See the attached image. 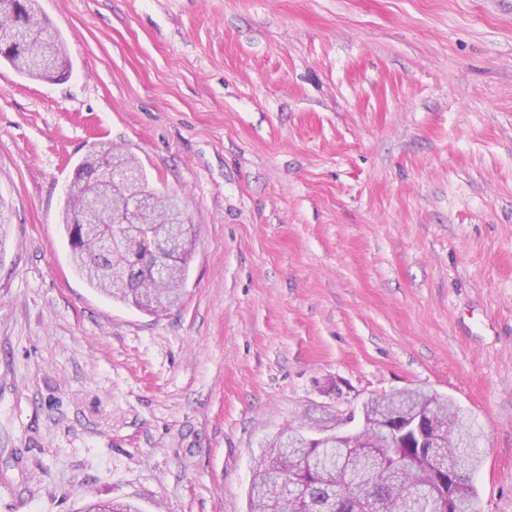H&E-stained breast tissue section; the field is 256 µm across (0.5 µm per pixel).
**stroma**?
Segmentation results:
<instances>
[{"instance_id":"obj_1","label":"stroma","mask_w":512,"mask_h":512,"mask_svg":"<svg viewBox=\"0 0 512 512\" xmlns=\"http://www.w3.org/2000/svg\"><path fill=\"white\" fill-rule=\"evenodd\" d=\"M70 74L0 63V512H246L288 428L423 386L512 512V0H37ZM182 194L178 306L90 288L92 149Z\"/></svg>"}]
</instances>
